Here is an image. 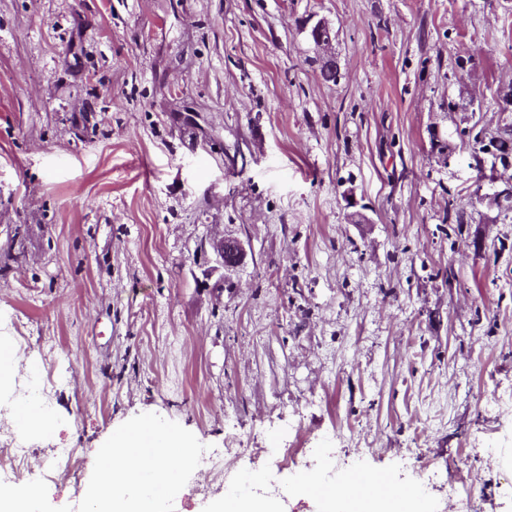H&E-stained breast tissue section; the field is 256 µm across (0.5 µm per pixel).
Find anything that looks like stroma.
Instances as JSON below:
<instances>
[{"label":"stroma","instance_id":"1","mask_svg":"<svg viewBox=\"0 0 512 512\" xmlns=\"http://www.w3.org/2000/svg\"><path fill=\"white\" fill-rule=\"evenodd\" d=\"M511 87L512 0H0V424L36 369L55 428L20 433L23 481L70 449L48 498L77 507L150 412L235 450L175 512L252 471L277 512L354 472L512 512V210L477 200L512 168L471 146ZM310 36L317 48L320 66L325 72L336 74V53L333 42L336 33L326 20H318L310 30Z\"/></svg>","mask_w":512,"mask_h":512}]
</instances>
